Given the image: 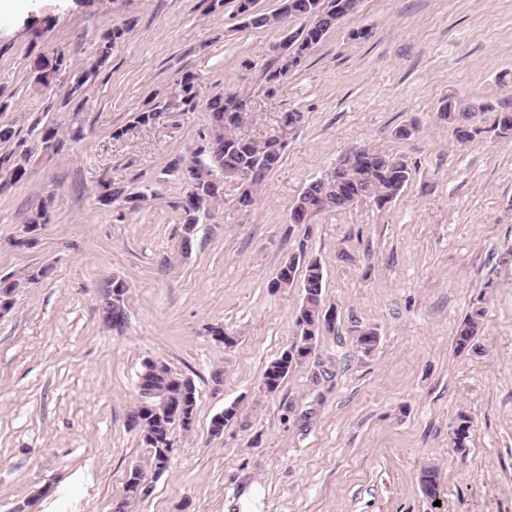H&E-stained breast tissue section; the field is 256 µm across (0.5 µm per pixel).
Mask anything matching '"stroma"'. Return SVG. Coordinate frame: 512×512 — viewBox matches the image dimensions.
Masks as SVG:
<instances>
[{"label": "stroma", "instance_id": "stroma-1", "mask_svg": "<svg viewBox=\"0 0 512 512\" xmlns=\"http://www.w3.org/2000/svg\"><path fill=\"white\" fill-rule=\"evenodd\" d=\"M17 2L0 15L9 119L23 137L35 120L65 128L76 115L84 131L0 191V276L53 268L0 316V512L29 498L34 512H113L129 470L149 465L127 425L147 359L193 380L196 421L173 429L168 469L130 512H512V135L491 133L483 114L485 134L462 145L436 118L451 92L512 107V83L498 80L512 75V0H361L271 96L264 75L281 31L240 25L236 0ZM125 22L108 67L71 96V71ZM52 49L68 71L37 88L29 64ZM185 71L210 94L250 92L247 134L305 114L257 205L241 210L225 185L188 251L185 185L170 165L195 149L205 107L112 138ZM412 121L419 132L396 139ZM363 149L411 169L400 196L290 223L304 188ZM104 181L144 199L100 204ZM46 202L35 245L12 247ZM302 248L323 267L336 328L267 396L263 372L298 336L303 299L299 285L270 283ZM115 278L130 286L118 330L96 310ZM481 295V349L457 352V327ZM367 328L377 335L368 352L357 343ZM230 407L236 419L210 436ZM461 412L473 420L463 455L449 445ZM427 467L436 505L419 481Z\"/></svg>", "mask_w": 512, "mask_h": 512}]
</instances>
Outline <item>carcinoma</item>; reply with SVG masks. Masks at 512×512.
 Instances as JSON below:
<instances>
[{"instance_id":"obj_1","label":"carcinoma","mask_w":512,"mask_h":512,"mask_svg":"<svg viewBox=\"0 0 512 512\" xmlns=\"http://www.w3.org/2000/svg\"><path fill=\"white\" fill-rule=\"evenodd\" d=\"M343 2L344 0H280V6L274 13L254 12L251 15L250 27L277 26L284 29L290 20L303 21L297 28V54L303 57L336 28V24L332 23L315 32L311 30L314 20L320 16L335 18L336 6ZM131 27L132 23L129 22L121 24L116 29L108 28V33L102 35L94 59L74 77L72 93L83 91L87 84L96 79L108 64L113 49L124 40ZM63 66L64 57L58 50L37 56L30 65L35 84L42 88H50ZM176 88L188 97L187 110L191 111L201 103L205 105L207 112L210 113V123L206 130L199 134V140L207 139L220 148L216 159L204 157V162L214 167L215 175L222 181V184L209 189L200 188V192L205 195L204 207L211 208L219 203L224 196V185L236 182L239 172L257 165L260 167L259 179L247 186H238L239 206L244 210L251 209L261 194L260 186L263 181L282 162L283 153L276 150L277 137H249L241 132L240 125L234 126L224 120V116L235 111L237 101L250 98L246 92H224L207 97L198 76L189 71L182 73L176 80ZM450 101L454 104V111L446 113V123L453 127L458 143L470 142L484 132V128L477 126L475 122V116L480 111L495 114L492 130L501 134L512 132L511 109L496 106L491 102H483L476 108L473 103L453 93L440 100L439 108L448 107ZM168 110L169 98L163 96L152 108L135 113L129 124L115 129L112 138L130 137L138 129L153 125L154 117ZM303 120L304 115L299 111L283 112L279 117V129L294 131L300 127ZM81 138L82 127L77 125L63 131L53 122H38L31 131V137L21 138L12 122L0 119V145L6 146V150L0 152V187L5 184L14 186L22 182L35 154L47 150L57 153L63 149L67 141L76 142ZM410 180L411 170L405 164L380 152H359L354 155V163L346 162L326 177L307 185L298 197V200L303 202L302 210L290 213V223L305 224L317 213L347 209L363 200L383 208L397 199ZM300 264L304 267V277L301 281L303 301L299 308L297 324L300 327L299 339L304 340L310 335L317 337L322 334L320 324L324 303L323 271L320 262L307 257L304 250H299V255L289 257L288 261L279 267L271 287H287L297 281V269ZM485 315L486 310L480 300L465 314L456 331L458 352L476 353L480 350L478 339ZM179 377L181 374L168 366L155 367L144 364L138 376L137 391L163 389L170 393L172 399L182 400L185 395L182 386L177 382ZM149 434H158L167 445H173L171 428L160 427L159 419L156 417L142 418L139 436L144 439ZM470 434L471 418L461 412L457 415L450 433L452 448L458 453H466ZM420 484L426 497L433 501L439 497L437 472L434 468L429 467L421 472Z\"/></svg>"}]
</instances>
